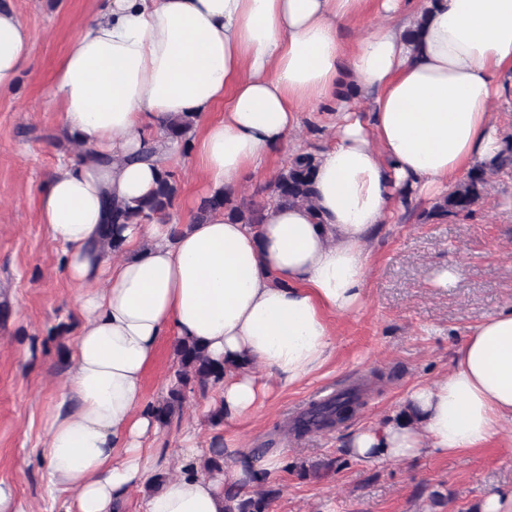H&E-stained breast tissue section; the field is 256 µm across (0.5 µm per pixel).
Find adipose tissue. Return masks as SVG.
Returning <instances> with one entry per match:
<instances>
[{
	"mask_svg": "<svg viewBox=\"0 0 512 512\" xmlns=\"http://www.w3.org/2000/svg\"><path fill=\"white\" fill-rule=\"evenodd\" d=\"M373 14L352 46L340 34ZM30 32L0 7V92L14 87ZM61 122L80 145L38 190L50 240L82 319L65 399L42 460L75 512H224V488L253 490L284 465L227 449L205 472L186 433L175 460L152 453L160 424L144 379L161 342L205 345L224 364L219 403L253 413L263 381L292 385L333 346L332 318L366 302L371 234L404 200H436L504 149L497 105L512 100V0H101L55 73ZM365 104L352 106L349 95ZM332 109L315 150L312 206H273L259 230L212 213L172 233L125 224L98 247L107 201L148 194L163 162L142 160L170 119L190 113L209 191L237 188L275 151H299L302 115ZM410 414L358 429L346 452L405 462L480 448L512 423V304L476 325L449 371L415 386ZM174 467L147 491L150 477Z\"/></svg>",
	"mask_w": 512,
	"mask_h": 512,
	"instance_id": "adipose-tissue-1",
	"label": "adipose tissue"
}]
</instances>
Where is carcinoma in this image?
Returning <instances> with one entry per match:
<instances>
[{
    "label": "carcinoma",
    "instance_id": "1",
    "mask_svg": "<svg viewBox=\"0 0 512 512\" xmlns=\"http://www.w3.org/2000/svg\"><path fill=\"white\" fill-rule=\"evenodd\" d=\"M196 124V116L185 114L172 121L164 131V138L188 144ZM315 155L311 151L288 159L275 178L261 191L268 193L264 205L253 201L233 199L224 192H215L202 198L193 220H204L211 212L222 209L237 221L253 228L260 227L265 220L269 205L292 206L309 204L313 197L315 178ZM490 171L484 167L471 169L467 175L439 199L429 215L451 216L467 212L484 195ZM179 194L174 174L166 169L157 182L156 188L132 204L110 205L112 223L128 224L133 220L147 219L165 222L170 217ZM174 371L164 399L154 406L155 416L161 426L169 425L183 413L187 394L198 392L202 395L219 385L224 379V365L211 360L204 348L189 341L178 340L174 345ZM362 391L354 386L336 393L319 402H313L294 423L298 433L339 426L350 420L361 405ZM202 468L208 472L224 468V451L216 448L203 458ZM273 492L256 490L244 493L231 485L224 489V512H267Z\"/></svg>",
    "mask_w": 512,
    "mask_h": 512
}]
</instances>
